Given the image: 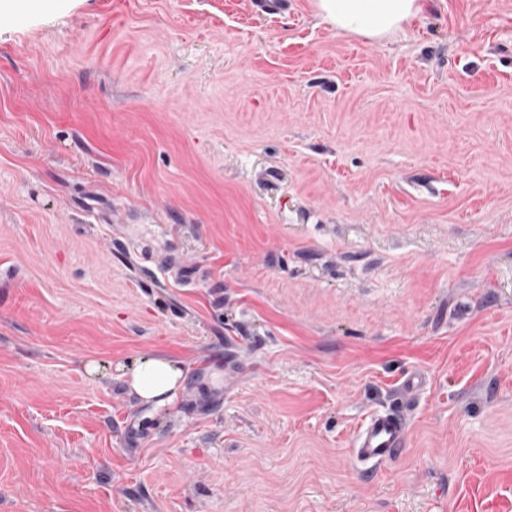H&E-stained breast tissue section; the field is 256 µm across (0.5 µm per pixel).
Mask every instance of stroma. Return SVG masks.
Returning a JSON list of instances; mask_svg holds the SVG:
<instances>
[{"label":"stroma","instance_id":"1","mask_svg":"<svg viewBox=\"0 0 512 512\" xmlns=\"http://www.w3.org/2000/svg\"><path fill=\"white\" fill-rule=\"evenodd\" d=\"M0 512H512V0L0 6ZM317 14L336 33L379 42L401 31L416 18L421 0H313ZM186 371L177 360L154 356L136 359L123 376L143 404L161 407L176 399ZM406 434L404 415L394 412L370 415L357 431L352 456L372 466L381 465L403 448Z\"/></svg>","mask_w":512,"mask_h":512}]
</instances>
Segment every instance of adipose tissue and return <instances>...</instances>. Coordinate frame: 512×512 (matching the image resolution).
Instances as JSON below:
<instances>
[{"instance_id": "ef3b65f1", "label": "adipose tissue", "mask_w": 512, "mask_h": 512, "mask_svg": "<svg viewBox=\"0 0 512 512\" xmlns=\"http://www.w3.org/2000/svg\"><path fill=\"white\" fill-rule=\"evenodd\" d=\"M317 14L337 33L379 42L401 31L416 18L421 0H314ZM185 374L183 363L166 356L135 360L124 377L140 401L151 406L171 404Z\"/></svg>"}]
</instances>
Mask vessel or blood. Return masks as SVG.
Segmentation results:
<instances>
[{
	"instance_id": "vessel-or-blood-1",
	"label": "vessel or blood",
	"mask_w": 512,
	"mask_h": 512,
	"mask_svg": "<svg viewBox=\"0 0 512 512\" xmlns=\"http://www.w3.org/2000/svg\"><path fill=\"white\" fill-rule=\"evenodd\" d=\"M405 440L404 415L394 412L373 414L359 427L351 453L354 459L377 466L395 457Z\"/></svg>"
}]
</instances>
